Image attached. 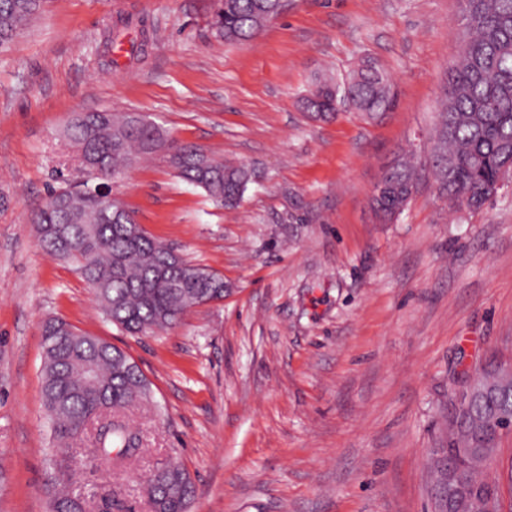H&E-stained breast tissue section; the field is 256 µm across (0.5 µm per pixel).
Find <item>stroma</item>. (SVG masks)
Listing matches in <instances>:
<instances>
[{"label":"stroma","instance_id":"stroma-1","mask_svg":"<svg viewBox=\"0 0 512 512\" xmlns=\"http://www.w3.org/2000/svg\"><path fill=\"white\" fill-rule=\"evenodd\" d=\"M216 0H44L0 45V512H48L54 446L42 327L59 317L120 347L151 397L123 416L128 459L93 461L111 512H149L143 481L174 460L188 512H434L465 367L512 363V189L482 208L438 195L428 171L393 222L371 198L432 132L462 37L458 0H285L243 44L216 38ZM395 108L312 119L301 100L364 58ZM137 112L169 138L257 172L237 208L177 178L165 152L110 179L137 223L224 278V299L145 335L101 314L31 215L81 177L64 131L80 112Z\"/></svg>","mask_w":512,"mask_h":512}]
</instances>
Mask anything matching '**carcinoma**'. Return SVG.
<instances>
[{"label":"carcinoma","instance_id":"1","mask_svg":"<svg viewBox=\"0 0 512 512\" xmlns=\"http://www.w3.org/2000/svg\"><path fill=\"white\" fill-rule=\"evenodd\" d=\"M463 40L444 79L431 156L426 166L439 194L453 204L465 197L484 203L493 197L504 157L512 155V0H460ZM42 0H0V44L39 13ZM279 0H218L213 26L226 42H244L279 13ZM392 78L365 59L339 82L320 81L304 99L306 111L332 117L343 105L373 119L394 109ZM67 136L81 156L103 174L117 175L131 158H145L166 146L167 162L180 179L203 189L228 209L240 203L256 172L187 144L165 143L162 130L146 119L127 120L108 112L77 114ZM414 154L404 153L386 169L372 202L385 217L403 211L417 188ZM52 190L33 218L40 247L71 262L83 280L96 285L95 298L112 324L131 334L166 330L204 299H224V278L191 264L146 231L131 234L135 220L117 200L96 188L72 185ZM42 398L56 438L50 462L57 491L52 512H87L97 493L65 491L77 463L67 441L93 428L94 455L131 457L139 433L125 409L150 395L149 382L121 348L54 319L42 334ZM495 359L464 371L477 384L468 401L448 416L447 447L432 453L434 503L447 512H500V484L492 472L501 437L512 432V383L499 379ZM153 512H185L192 493L187 471L167 463L145 486Z\"/></svg>","mask_w":512,"mask_h":512}]
</instances>
